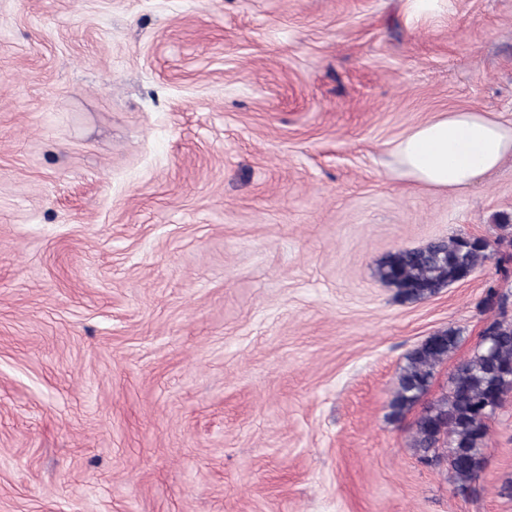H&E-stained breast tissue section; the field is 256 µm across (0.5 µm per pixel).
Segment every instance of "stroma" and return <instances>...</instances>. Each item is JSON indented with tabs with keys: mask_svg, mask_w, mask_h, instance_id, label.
I'll return each mask as SVG.
<instances>
[{
	"mask_svg": "<svg viewBox=\"0 0 512 512\" xmlns=\"http://www.w3.org/2000/svg\"><path fill=\"white\" fill-rule=\"evenodd\" d=\"M512 121V0H0V512H512V393L456 494L406 355L512 292V161L391 178L438 112ZM491 256L405 301L401 248Z\"/></svg>",
	"mask_w": 512,
	"mask_h": 512,
	"instance_id": "1",
	"label": "stroma"
}]
</instances>
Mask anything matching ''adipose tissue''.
<instances>
[{"label": "adipose tissue", "mask_w": 512, "mask_h": 512, "mask_svg": "<svg viewBox=\"0 0 512 512\" xmlns=\"http://www.w3.org/2000/svg\"><path fill=\"white\" fill-rule=\"evenodd\" d=\"M389 174L438 192L458 193L512 160V121L454 109L411 127L389 151Z\"/></svg>", "instance_id": "1"}]
</instances>
